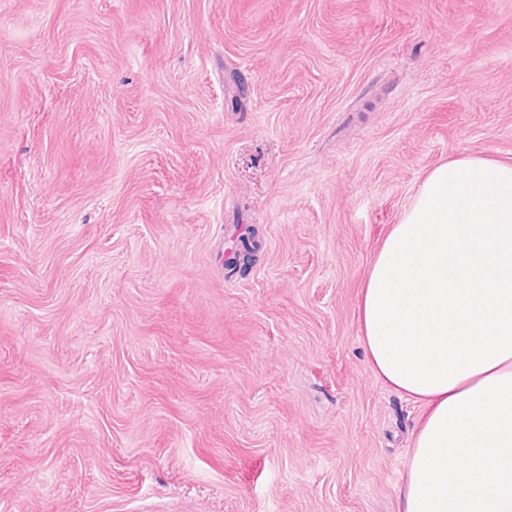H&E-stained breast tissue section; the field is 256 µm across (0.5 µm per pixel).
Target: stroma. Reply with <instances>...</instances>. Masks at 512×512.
Instances as JSON below:
<instances>
[{"instance_id":"stroma-1","label":"stroma","mask_w":512,"mask_h":512,"mask_svg":"<svg viewBox=\"0 0 512 512\" xmlns=\"http://www.w3.org/2000/svg\"><path fill=\"white\" fill-rule=\"evenodd\" d=\"M466 154L512 0H0V512H400L359 290Z\"/></svg>"}]
</instances>
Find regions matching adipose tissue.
<instances>
[{
  "mask_svg": "<svg viewBox=\"0 0 512 512\" xmlns=\"http://www.w3.org/2000/svg\"><path fill=\"white\" fill-rule=\"evenodd\" d=\"M375 375L420 404L400 512H512V162L437 165L360 288Z\"/></svg>",
  "mask_w": 512,
  "mask_h": 512,
  "instance_id": "1",
  "label": "adipose tissue"
}]
</instances>
